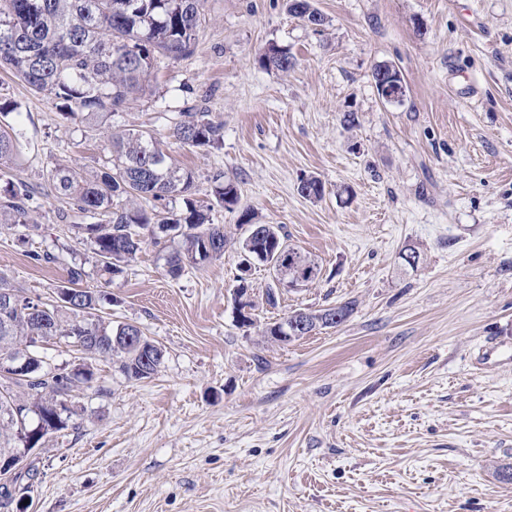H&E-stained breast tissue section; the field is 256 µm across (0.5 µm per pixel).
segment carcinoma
<instances>
[{
	"label": "carcinoma",
	"instance_id": "cac0c4a2",
	"mask_svg": "<svg viewBox=\"0 0 512 512\" xmlns=\"http://www.w3.org/2000/svg\"><path fill=\"white\" fill-rule=\"evenodd\" d=\"M288 12L314 25L322 15L311 0H288ZM201 0H0V68L22 79L30 90L52 99L61 115L70 120L109 119L140 98L147 88L155 56H181L191 52L200 25ZM259 65L286 72L294 66L287 52L271 47L259 56ZM172 136L191 147L217 148L223 142L222 127L197 112L177 123ZM112 167L92 174L72 167H59L49 181L55 193L82 213L103 216L105 222L78 226L85 234L96 262L104 272L118 276L124 265L149 245L159 244L160 235L173 234L177 246L164 255L168 275L176 278L188 266L224 256L228 244L224 225L213 224L193 199L196 190L192 171L176 165L149 132L108 127ZM303 197L319 200L322 182L316 177L303 181ZM32 188L24 180L9 181L0 194V224H28V202ZM212 194L220 206L238 205L237 186L213 176ZM180 199L184 208L169 207ZM153 202L146 210L137 201ZM255 245L265 254L263 263L278 253L288 256V268L300 272L308 283L320 274L318 262L300 248L283 249L281 226L253 225ZM87 277L84 263H72L66 284L76 306L41 303L21 295V290L0 275V291L20 294L19 304L0 309V357L20 347L39 356V344L55 337L72 340L78 352L110 360L119 358V369L129 380L147 378L159 371L163 350L144 336L134 324L112 323L97 315L102 294L82 287ZM353 311L350 302L317 310H305L321 327H337ZM296 311L264 323L262 335L278 340L279 328L292 322ZM134 336L136 340L126 341ZM151 358L143 360V356ZM94 372L88 366L70 372L48 366L31 379L9 382L0 378V418L23 415L27 441L17 426L0 424V456L7 448L41 445L46 434L69 428L77 415L71 404L75 383L89 384Z\"/></svg>",
	"mask_w": 512,
	"mask_h": 512
}]
</instances>
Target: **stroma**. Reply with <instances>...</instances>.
I'll return each instance as SVG.
<instances>
[{"label":"stroma","mask_w":512,"mask_h":512,"mask_svg":"<svg viewBox=\"0 0 512 512\" xmlns=\"http://www.w3.org/2000/svg\"><path fill=\"white\" fill-rule=\"evenodd\" d=\"M312 3L323 26L286 0H202L192 52L157 55L149 92L112 118L194 171L198 206L232 240L176 279L168 236L119 276L100 271L76 231L90 216L48 173L111 167L105 129L63 119L0 69V98L17 105L0 114L16 141L0 185L34 187L40 226L0 227V274L49 302L84 263L85 287L111 299L104 317L165 351L138 381L93 360L92 387L73 393L76 428L37 452L28 512H512L497 475L512 465V0ZM272 44L293 68L258 64ZM382 63L401 71L402 103L378 96ZM187 112L223 127L221 148L172 138ZM219 173L238 187L236 210L215 201ZM310 176L321 199L300 193ZM245 210L322 268L273 309L271 274L253 266L261 317L351 301L346 322L287 344L239 326Z\"/></svg>","instance_id":"35a3bbf8"}]
</instances>
